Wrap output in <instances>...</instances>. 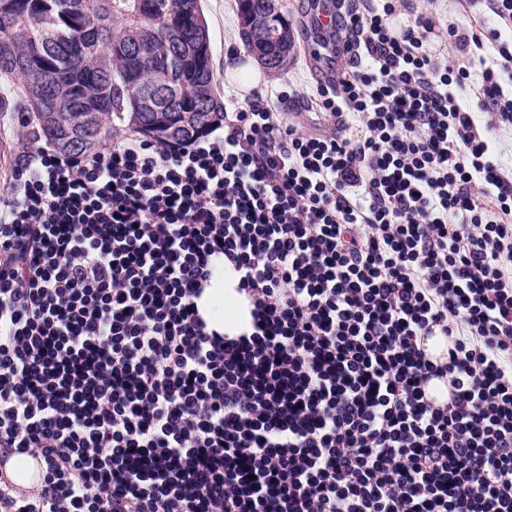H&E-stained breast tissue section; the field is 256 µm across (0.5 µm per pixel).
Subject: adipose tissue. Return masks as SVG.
<instances>
[{
	"label": "adipose tissue",
	"instance_id": "obj_1",
	"mask_svg": "<svg viewBox=\"0 0 512 512\" xmlns=\"http://www.w3.org/2000/svg\"><path fill=\"white\" fill-rule=\"evenodd\" d=\"M237 275L230 265H221L198 307L209 325L231 336L249 331L251 315L248 300L238 293Z\"/></svg>",
	"mask_w": 512,
	"mask_h": 512
}]
</instances>
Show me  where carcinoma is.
Masks as SVG:
<instances>
[{
	"label": "carcinoma",
	"mask_w": 512,
	"mask_h": 512,
	"mask_svg": "<svg viewBox=\"0 0 512 512\" xmlns=\"http://www.w3.org/2000/svg\"><path fill=\"white\" fill-rule=\"evenodd\" d=\"M0 0V112H26L36 139L51 149L66 138L70 119L42 126L28 111L29 65L53 68L52 95L93 113L86 137L102 142L119 129L138 131L137 113L181 100L195 123L180 127L185 144L221 125L224 102L214 82L212 54L197 56L209 36L200 0Z\"/></svg>",
	"instance_id": "cac0c4a2"
}]
</instances>
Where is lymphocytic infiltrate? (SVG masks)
I'll use <instances>...</instances> for the list:
<instances>
[{"mask_svg":"<svg viewBox=\"0 0 512 512\" xmlns=\"http://www.w3.org/2000/svg\"><path fill=\"white\" fill-rule=\"evenodd\" d=\"M354 0L348 68L181 148L34 147L0 204V512H512V171L471 73ZM512 47L480 107L512 125ZM335 120L333 131L323 121ZM231 264L251 329L197 301ZM439 334L434 361L418 346ZM445 379L450 403L421 384ZM462 98L470 108L476 112L475 118L477 125L487 131L488 136L491 140V144L495 147V151L501 154V161L503 165L512 170V127H494L491 129L487 128L488 123L491 120L490 112H482L477 109L476 103L477 98L474 95V91L468 89L462 94ZM6 472L17 487L30 490L37 484L34 461L27 456H12L8 460Z\"/></svg>","mask_w":512,"mask_h":512,"instance_id":"f902f5d3","label":"lymphocytic infiltrate"}]
</instances>
